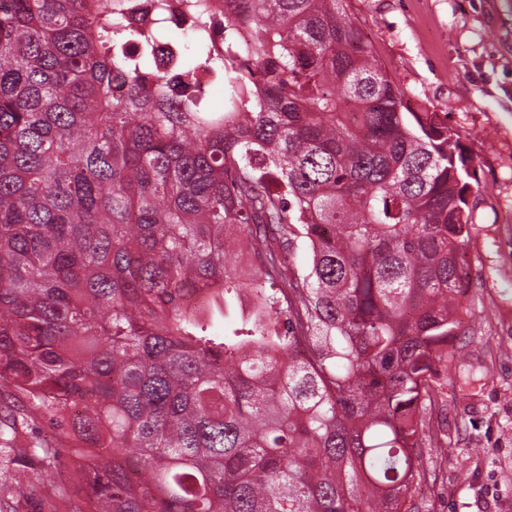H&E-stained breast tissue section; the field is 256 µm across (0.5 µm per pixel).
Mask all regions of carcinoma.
Masks as SVG:
<instances>
[{
    "mask_svg": "<svg viewBox=\"0 0 512 512\" xmlns=\"http://www.w3.org/2000/svg\"><path fill=\"white\" fill-rule=\"evenodd\" d=\"M124 6L0 7V512L34 463L36 512H417L468 288L464 148L404 112L348 0H224L222 50L188 0L158 68Z\"/></svg>",
    "mask_w": 512,
    "mask_h": 512,
    "instance_id": "cac0c4a2",
    "label": "carcinoma"
}]
</instances>
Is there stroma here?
Listing matches in <instances>:
<instances>
[{"label": "stroma", "mask_w": 512, "mask_h": 512, "mask_svg": "<svg viewBox=\"0 0 512 512\" xmlns=\"http://www.w3.org/2000/svg\"><path fill=\"white\" fill-rule=\"evenodd\" d=\"M414 112H435L471 157L466 337L437 419L447 457L423 451L419 512H512V0H349Z\"/></svg>", "instance_id": "35a3bbf8"}]
</instances>
